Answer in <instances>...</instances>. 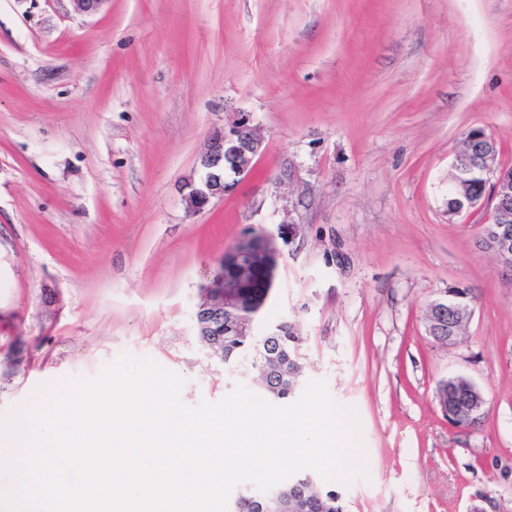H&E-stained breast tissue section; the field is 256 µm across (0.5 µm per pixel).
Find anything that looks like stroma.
<instances>
[{
  "instance_id": "obj_1",
  "label": "stroma",
  "mask_w": 512,
  "mask_h": 512,
  "mask_svg": "<svg viewBox=\"0 0 512 512\" xmlns=\"http://www.w3.org/2000/svg\"><path fill=\"white\" fill-rule=\"evenodd\" d=\"M242 117L264 153L189 212L182 184ZM476 127L512 166V0H0V413L125 353L192 407L261 394L194 312L225 251L291 222L254 333L293 323L300 386L355 408L347 512H512V283L477 245L486 213L448 215ZM451 285L474 301L448 347L425 312ZM453 376L485 398L475 426L438 405Z\"/></svg>"
}]
</instances>
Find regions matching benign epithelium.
I'll use <instances>...</instances> for the list:
<instances>
[{"instance_id":"obj_1","label":"benign epithelium","mask_w":512,"mask_h":512,"mask_svg":"<svg viewBox=\"0 0 512 512\" xmlns=\"http://www.w3.org/2000/svg\"><path fill=\"white\" fill-rule=\"evenodd\" d=\"M264 138L250 120H240L230 127L214 132L209 144L198 158L199 181L184 184L183 200L191 212H200L213 201L224 198L231 188L225 180L230 172L236 177L247 175L263 152ZM452 181L454 190L467 197L466 190L475 173L493 191L468 201V207L487 208L491 222L482 225L478 246L492 252L503 276L512 281V227L507 225V213L512 204V168L502 166L493 148L486 147L480 169L476 170L460 148L454 153ZM293 223L278 224L277 233L262 232L244 236L224 253L211 277L202 285L204 300L195 311L196 329L202 336H220L222 330L232 336H250L256 316L263 310L274 286L281 249L278 242L288 243L297 236ZM434 316L428 333L436 334L452 346L457 343L454 323L469 322L472 309L457 301L453 293H443L430 304ZM448 390L460 399L440 403L444 414H463L474 423L483 413L485 400L479 388L461 376L446 380Z\"/></svg>"}]
</instances>
